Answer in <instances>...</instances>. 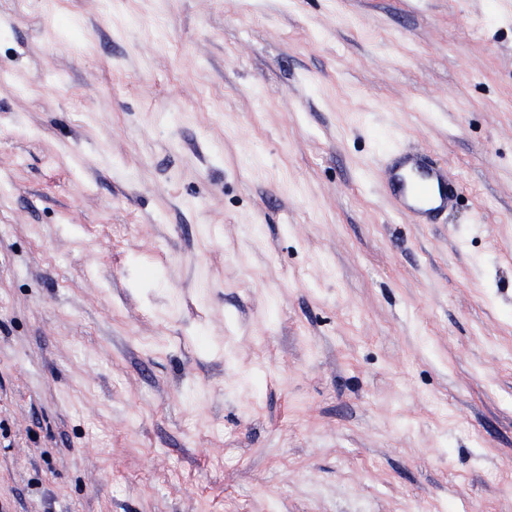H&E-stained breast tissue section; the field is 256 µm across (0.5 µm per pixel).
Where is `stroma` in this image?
Listing matches in <instances>:
<instances>
[{"label":"stroma","mask_w":512,"mask_h":512,"mask_svg":"<svg viewBox=\"0 0 512 512\" xmlns=\"http://www.w3.org/2000/svg\"><path fill=\"white\" fill-rule=\"evenodd\" d=\"M0 512H512V5L0 0ZM385 190L410 224H429L448 210V177L441 165L393 151L385 163Z\"/></svg>","instance_id":"stroma-1"}]
</instances>
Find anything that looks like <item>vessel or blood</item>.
<instances>
[{"label":"vessel or blood","mask_w":512,"mask_h":512,"mask_svg":"<svg viewBox=\"0 0 512 512\" xmlns=\"http://www.w3.org/2000/svg\"><path fill=\"white\" fill-rule=\"evenodd\" d=\"M385 190L411 224L429 223L448 208V177L443 166L399 151L385 163Z\"/></svg>","instance_id":"vessel-or-blood-1"}]
</instances>
